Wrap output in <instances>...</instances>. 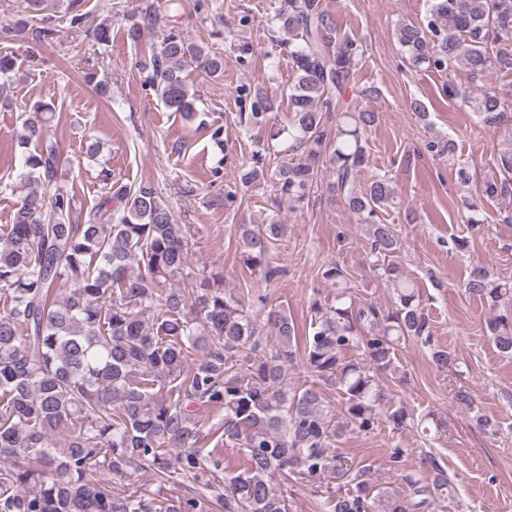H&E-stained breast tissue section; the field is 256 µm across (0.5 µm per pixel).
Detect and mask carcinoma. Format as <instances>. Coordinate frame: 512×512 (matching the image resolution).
Segmentation results:
<instances>
[{"label": "carcinoma", "instance_id": "carcinoma-1", "mask_svg": "<svg viewBox=\"0 0 512 512\" xmlns=\"http://www.w3.org/2000/svg\"><path fill=\"white\" fill-rule=\"evenodd\" d=\"M26 16L40 18L32 39L56 37L44 0H21ZM88 0H67L69 26L88 20ZM152 4L131 20L136 40L154 20ZM280 42L296 73L289 94L288 140L298 161L278 171V187L296 209L309 200L318 167L329 168L336 191L359 223L369 226L372 267L392 289L383 308L355 296L346 271L333 263L323 276L336 288L333 304L316 301L311 334L299 340L297 323L281 306L252 314L245 300L200 279L187 295L161 284L187 267V227L151 186L110 183L87 223L69 221L72 197L57 184L63 160L43 124L28 119L18 145L28 172L15 222L0 230V512H208L207 499L150 498L132 483L144 468L161 484L197 479L216 450H207L199 415L224 409V441L245 458L247 471L224 476L216 500L224 512H288L275 478L295 475L316 484L321 512H420L450 498V482L435 456H418L404 485L374 488L336 453L347 432L407 427V408L392 402L380 376L397 370L399 345L430 344L429 322L417 287L393 260L399 238L380 213L393 200L390 181L367 188L359 176L368 161L367 131L377 114L339 110L360 45L333 33L321 0H285L276 16ZM398 43L413 67L462 65L475 81L512 73V0H431L427 24L403 21ZM197 62L224 73V56L174 34L149 59L152 85L163 104L184 118L193 102L182 72ZM480 121L502 125L508 116L492 87L471 101ZM37 150L29 151L30 145ZM489 199L512 197V152L499 156L498 175L482 183ZM109 213L107 222L98 215ZM244 265L264 280L282 269L271 245L285 225L240 224ZM62 297L57 291L64 285ZM464 292L493 309L486 323L496 350L512 357V280L474 266ZM267 330L275 342L261 336ZM437 369L458 370L450 352L430 348ZM314 382L285 390L286 367L296 359ZM342 395L341 409L326 391ZM67 433L58 444L54 437ZM128 483L126 494L112 490Z\"/></svg>", "mask_w": 512, "mask_h": 512}]
</instances>
